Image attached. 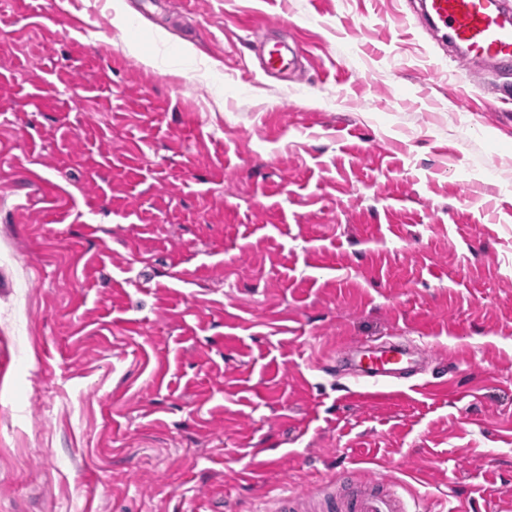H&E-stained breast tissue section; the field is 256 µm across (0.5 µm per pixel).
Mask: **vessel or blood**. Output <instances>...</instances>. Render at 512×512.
<instances>
[{"mask_svg": "<svg viewBox=\"0 0 512 512\" xmlns=\"http://www.w3.org/2000/svg\"><path fill=\"white\" fill-rule=\"evenodd\" d=\"M423 8L434 27L447 31L463 50L465 61H481L501 70L512 69V14L502 0H423ZM352 362L375 381L367 395H385L382 381L412 369L420 356L402 341H391L372 349L365 343L351 344ZM314 512H408L405 498L381 481L341 478L337 491L313 504Z\"/></svg>", "mask_w": 512, "mask_h": 512, "instance_id": "obj_1", "label": "vessel or blood"}]
</instances>
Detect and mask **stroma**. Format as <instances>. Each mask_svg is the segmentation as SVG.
<instances>
[{
	"label": "stroma",
	"mask_w": 512,
	"mask_h": 512,
	"mask_svg": "<svg viewBox=\"0 0 512 512\" xmlns=\"http://www.w3.org/2000/svg\"><path fill=\"white\" fill-rule=\"evenodd\" d=\"M2 51L0 512L512 500V75L406 0H12ZM386 336L450 391L353 398ZM347 477V478H346ZM339 478L331 493L313 503L316 512H408L405 498L383 481H354ZM353 478V477H351Z\"/></svg>",
	"instance_id": "1"
}]
</instances>
